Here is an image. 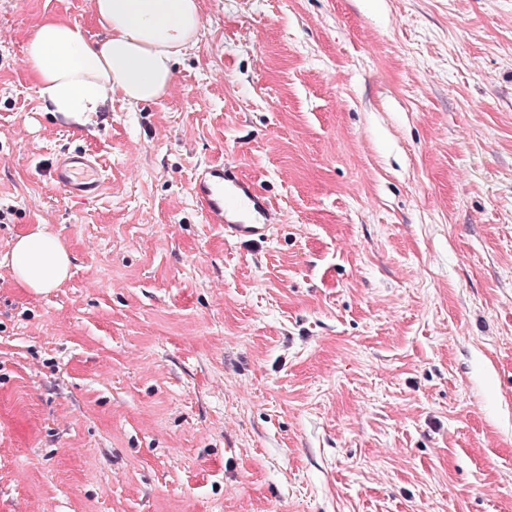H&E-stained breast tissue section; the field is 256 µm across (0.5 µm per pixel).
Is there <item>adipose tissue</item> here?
<instances>
[{
  "mask_svg": "<svg viewBox=\"0 0 512 512\" xmlns=\"http://www.w3.org/2000/svg\"><path fill=\"white\" fill-rule=\"evenodd\" d=\"M105 31L90 40L79 25L41 22L25 47L36 91L48 112L80 126L106 111L114 95L131 103L162 97L176 59L196 45L204 20L199 0H94ZM71 257L49 225L19 236L9 267L17 285L37 293L58 287Z\"/></svg>",
  "mask_w": 512,
  "mask_h": 512,
  "instance_id": "obj_1",
  "label": "adipose tissue"
}]
</instances>
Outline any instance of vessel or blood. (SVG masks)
Masks as SVG:
<instances>
[{
  "label": "vessel or blood",
  "mask_w": 512,
  "mask_h": 512,
  "mask_svg": "<svg viewBox=\"0 0 512 512\" xmlns=\"http://www.w3.org/2000/svg\"><path fill=\"white\" fill-rule=\"evenodd\" d=\"M50 177L70 198L80 200L97 197L105 183L96 160L79 152H60ZM194 194L207 222L222 227L233 240L264 241L276 222L275 211L254 184L226 167L202 168Z\"/></svg>",
  "instance_id": "b4317fda"
}]
</instances>
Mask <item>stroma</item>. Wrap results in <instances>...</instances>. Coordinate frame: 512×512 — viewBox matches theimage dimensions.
<instances>
[{"label": "stroma", "mask_w": 512, "mask_h": 512, "mask_svg": "<svg viewBox=\"0 0 512 512\" xmlns=\"http://www.w3.org/2000/svg\"><path fill=\"white\" fill-rule=\"evenodd\" d=\"M200 9L166 96L78 126L24 48L101 39L93 0H0V512H512V0ZM224 163L266 242L207 223ZM38 224L42 294L4 262ZM49 173L51 180L73 199L96 198L105 183L97 161L87 153L60 152ZM194 194L207 222L224 228L235 241H264L276 223L275 211L254 184L224 166L202 168ZM71 262L56 232L47 224H38L16 239L9 267L19 287L44 293L57 288L68 277Z\"/></svg>", "instance_id": "obj_1"}]
</instances>
